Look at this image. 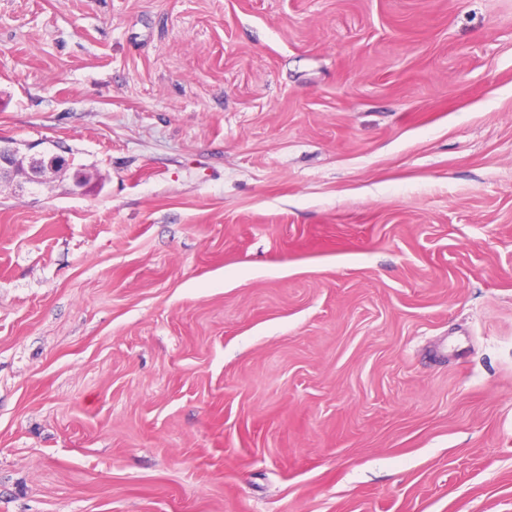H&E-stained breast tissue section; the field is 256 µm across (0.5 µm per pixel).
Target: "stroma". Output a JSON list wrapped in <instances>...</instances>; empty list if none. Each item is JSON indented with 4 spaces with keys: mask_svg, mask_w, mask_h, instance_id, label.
Returning <instances> with one entry per match:
<instances>
[{
    "mask_svg": "<svg viewBox=\"0 0 512 512\" xmlns=\"http://www.w3.org/2000/svg\"><path fill=\"white\" fill-rule=\"evenodd\" d=\"M0 512H512V0H0ZM28 161L26 172L18 176L16 168L20 166V160ZM70 165L69 160L60 154H42L39 157L20 155L15 147L2 145L0 139V183L10 184L15 178L20 177L26 183H43L50 174L60 173Z\"/></svg>",
    "mask_w": 512,
    "mask_h": 512,
    "instance_id": "obj_1",
    "label": "stroma"
}]
</instances>
